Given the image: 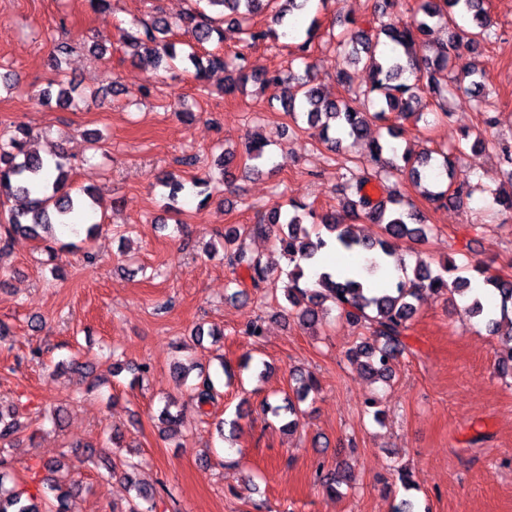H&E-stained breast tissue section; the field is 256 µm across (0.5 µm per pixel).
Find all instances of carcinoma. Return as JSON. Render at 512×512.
Listing matches in <instances>:
<instances>
[{"instance_id": "obj_1", "label": "carcinoma", "mask_w": 512, "mask_h": 512, "mask_svg": "<svg viewBox=\"0 0 512 512\" xmlns=\"http://www.w3.org/2000/svg\"><path fill=\"white\" fill-rule=\"evenodd\" d=\"M215 9L210 15L204 10L189 12L184 16L185 33L197 43L209 41L212 36L223 40V23L235 27L242 35L245 46L250 48L271 39L296 40L300 35L305 39L296 44L298 59L306 62L311 44L320 28L318 17L311 18L307 27H302L310 0H280L279 10L272 16V24L261 27L255 22L256 15L264 6L275 0H205ZM470 18L477 30L463 28L451 34L447 42L433 47L431 54L422 57L413 52L415 42L429 35L435 26L455 23V17ZM487 0H420L418 8L405 23L379 21L368 29L354 27L341 35L336 42V52L346 62L364 61L369 71V85L363 94L370 99L374 111L355 112L337 98L323 96L310 77H303L293 68L265 71L261 74L250 72L244 64V57L237 54L226 58L212 54L203 59L196 52L185 56L177 52L176 43L168 38V22L158 16L138 19L132 26L121 31L119 41L134 51L136 56H146L164 62L168 69L177 68V63L189 60L195 68L194 80L198 90H206L205 81L209 71L222 69L226 73L224 94L230 96L243 90L250 82L268 83L283 88L282 108L292 118L304 117L313 128L320 130L321 138L335 149L342 143V137L368 141L369 162L376 168L375 174L344 178L338 184L346 212L355 218H362L381 228L377 237H361L353 232L352 225L334 213L321 216L324 231L317 225L305 224L316 212L312 205L289 202L292 212L282 210L278 205L268 210L257 223L234 226L224 232V264L231 270L233 278L226 285V298L235 300L245 295L244 288L256 290L265 287L276 269V263L253 254L245 240L251 237L275 236L279 257L287 266L288 286L285 297L290 308L286 312L295 316L302 326L319 321L315 311L325 306V311L337 310L350 324L362 325L368 329L370 340L360 343L348 354L349 359L360 363L371 377L387 380L392 375L394 361L408 350L406 343L410 320L417 312L421 296L426 292L451 293L467 299L464 307L469 317L486 321L493 330L506 325L511 347L508 354L498 359L497 370L503 376L512 375V279L488 274L482 264L475 271L484 277V284L497 292L500 299V318L491 317L482 299L471 295V281L457 276L448 280V274L456 270L454 260L445 259L434 271L431 264L420 260L396 283L386 288H366L351 278H336L322 273L309 286L303 283L305 277L302 263H314L323 251L334 247L348 254L395 255L396 243L401 240H422L426 237L421 217L410 201L395 197L391 192L385 199H373L364 193V187L373 177L387 178L401 173L416 187L421 196L432 204L448 206L459 203L470 195L466 181L455 180L448 155L434 165L432 152L412 156L406 150L398 153L392 142L396 137L394 124L390 119H406L419 115L423 95L428 93L441 111H446L448 94L457 86L458 78L451 75L456 57L462 48L476 50L480 43L490 37ZM403 53H398V49ZM394 117H389V114ZM385 122L387 137L374 134L371 125ZM34 140L32 130L19 126L9 136L0 133V200L22 197L21 207L9 211L4 220V236L0 242L8 244L13 233L40 239L52 231V225L84 227L86 238L95 237L101 223L91 220L97 200L88 192L71 194L68 188V165L64 153L55 151L43 157L32 151L29 143ZM168 211L176 210L179 194L184 183L170 174L158 178ZM133 373L134 380L140 381L149 373L146 365L133 366L118 361L112 362V374L120 375L123 370ZM191 368L176 365L173 375L176 382L186 386L189 399L199 410L215 403L217 390L208 374H199L198 382L187 384ZM318 391L313 377L299 378L293 389V396L285 404L272 405L265 402V411L280 416L288 413L285 424L288 429L299 425L300 405L311 393ZM178 400L167 397L158 419L162 433L168 436L178 434L181 414L176 411ZM17 430L13 408L0 404V442L7 440ZM9 449L0 448V512H70L69 499L79 490L75 483L65 485L58 476L64 467L60 461L46 466L50 477L42 484L38 494H25L5 487L7 457ZM140 466L128 458L112 463L108 474L122 469L130 481L133 495L122 512H155L157 503L152 489L142 487L133 481L132 474ZM348 465L340 466L320 476L321 485L330 493H337L347 483Z\"/></svg>"}]
</instances>
